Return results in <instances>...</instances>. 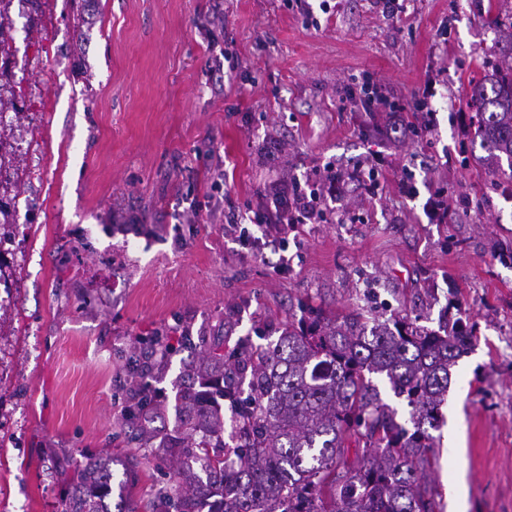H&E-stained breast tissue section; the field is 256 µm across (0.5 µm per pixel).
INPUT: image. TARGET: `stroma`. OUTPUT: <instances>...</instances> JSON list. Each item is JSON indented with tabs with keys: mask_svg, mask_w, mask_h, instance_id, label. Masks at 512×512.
I'll return each instance as SVG.
<instances>
[{
	"mask_svg": "<svg viewBox=\"0 0 512 512\" xmlns=\"http://www.w3.org/2000/svg\"><path fill=\"white\" fill-rule=\"evenodd\" d=\"M13 0L0 165V493L10 512H57L53 455L132 463L146 512L167 469L118 422L136 381L178 423L185 365L276 340L304 304L374 308L438 328L474 324L453 369L430 484L443 512H512V196L463 166L469 82L512 62V0ZM402 101L425 86L430 128L386 132L348 92ZM274 162H267V155ZM374 167L287 239L255 226L268 182ZM443 190L454 215L424 204ZM251 239L224 234L229 218ZM166 337L167 357L151 341Z\"/></svg>",
	"mask_w": 512,
	"mask_h": 512,
	"instance_id": "1",
	"label": "stroma"
}]
</instances>
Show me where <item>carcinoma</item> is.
Instances as JSON below:
<instances>
[{
	"label": "carcinoma",
	"instance_id": "obj_1",
	"mask_svg": "<svg viewBox=\"0 0 512 512\" xmlns=\"http://www.w3.org/2000/svg\"><path fill=\"white\" fill-rule=\"evenodd\" d=\"M469 107L472 144L483 154L463 163L512 180V65L471 83ZM475 344L474 327L459 318L436 331L406 316L310 307L233 363L211 348L187 365L177 434L160 448L171 477L155 489L151 512H202L208 501V512H440L427 482L433 432L444 423L452 370ZM246 372L249 405L240 407ZM381 383L406 402L411 427L384 402ZM224 401L240 440L231 452L224 451ZM163 409L157 391L140 384L123 420L151 440L141 417ZM115 464L110 452L58 464L71 488L60 512H137L132 484L113 482Z\"/></svg>",
	"mask_w": 512,
	"mask_h": 512
}]
</instances>
